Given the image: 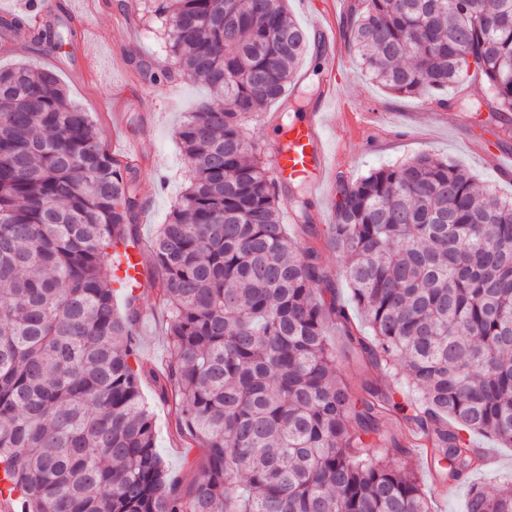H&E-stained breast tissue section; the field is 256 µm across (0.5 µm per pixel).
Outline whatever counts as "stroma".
Instances as JSON below:
<instances>
[{
    "label": "stroma",
    "mask_w": 512,
    "mask_h": 512,
    "mask_svg": "<svg viewBox=\"0 0 512 512\" xmlns=\"http://www.w3.org/2000/svg\"><path fill=\"white\" fill-rule=\"evenodd\" d=\"M75 12L92 17L86 47L69 43L59 52H50L27 41L0 37V69L17 65L54 71L69 102L90 114L98 137L107 152L121 157L133 148L137 162L131 164L138 186L139 205L132 234L141 249L144 270L140 288L142 304L135 328L134 345L140 361L148 369L140 380L141 394L154 416L156 444L169 470V477L188 489L206 462L204 449L188 446L179 427L178 401L174 391L160 392L154 377L167 370L171 351L166 336L169 317L155 300L158 270L149 242L160 224L167 221L187 184L188 167L181 152L176 130L187 113L216 99L202 83L187 80L160 83L153 75L168 65L163 29L147 17L127 18V0H70ZM307 0H288L287 11L308 34L309 43L298 65L284 101L268 104L248 121L252 137L262 153H269L281 128L302 117L314 106L322 77L335 70L338 95L345 114L328 113L323 135L329 144L332 166L321 195L282 186L280 196L289 200L300 196L307 205L309 223H289L288 234L299 245L316 249L330 287L352 320L360 315L351 292L339 272L341 257L332 243L335 221L333 202L337 174L358 177L372 169L411 159L422 153L447 157L463 166L480 189L512 199V136L498 134L494 125H477L465 117L463 109L437 107L425 96H400L373 82L353 61L347 38H340L342 53L331 60L319 37V29L334 21L345 29L355 0H323L322 11H312ZM135 85L150 98V105L133 101L122 108L120 119H113L104 105L114 88ZM488 143L499 153L490 162L478 148ZM345 381L352 388L371 382L395 391L402 404L416 397L414 388L383 368H370L351 358H340ZM475 447L483 453L478 471L456 481L450 492L441 494L426 467L424 445L411 447L409 462L432 492V512H463L471 486L494 491L512 479V447L477 435Z\"/></svg>",
    "instance_id": "1"
}]
</instances>
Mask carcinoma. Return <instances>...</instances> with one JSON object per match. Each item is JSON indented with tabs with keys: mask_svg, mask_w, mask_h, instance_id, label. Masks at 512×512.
<instances>
[{
	"mask_svg": "<svg viewBox=\"0 0 512 512\" xmlns=\"http://www.w3.org/2000/svg\"><path fill=\"white\" fill-rule=\"evenodd\" d=\"M284 2H141L164 27L162 77L224 97L179 127L189 184L153 242L170 315L161 388L178 392L181 425L207 449L186 494L139 388L141 295L125 293L122 315L113 306L136 180L52 71L0 70V469L23 512H432L387 444L406 456V435L430 442L441 482L476 467L473 434L512 447V201L430 154L340 174L333 240L368 334L332 289L315 296L318 254L288 236L279 181L245 126L285 95L305 52ZM347 38L401 96L449 108L439 93L473 77L464 103L512 131V0H360ZM31 41L59 50L68 36L48 26ZM333 321L350 352L406 376L417 403L372 383L354 392ZM389 416L400 435H384ZM465 512H512V482L472 486Z\"/></svg>",
	"mask_w": 512,
	"mask_h": 512,
	"instance_id": "cac0c4a2",
	"label": "carcinoma"
}]
</instances>
